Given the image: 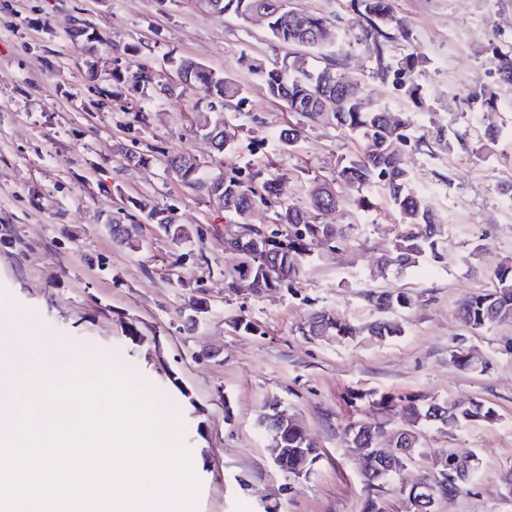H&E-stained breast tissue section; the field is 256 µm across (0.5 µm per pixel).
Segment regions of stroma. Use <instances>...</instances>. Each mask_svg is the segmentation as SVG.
I'll use <instances>...</instances> for the list:
<instances>
[{"label": "stroma", "instance_id": "stroma-1", "mask_svg": "<svg viewBox=\"0 0 512 512\" xmlns=\"http://www.w3.org/2000/svg\"><path fill=\"white\" fill-rule=\"evenodd\" d=\"M290 5L331 21L332 43L308 53L310 65L332 55L363 82L372 107L410 123L405 164L412 187L441 220L440 258L377 272L374 261L400 225L388 196L375 188L369 208L346 203L329 216L344 229L345 243H310L299 277L252 292L224 249L223 210L162 163L131 167L113 147L190 154L213 172L228 162H270L285 177L289 199L301 201L304 181L334 178L339 158L364 143L323 124L281 151L276 134L290 114L268 98L241 56L272 66L288 46L269 41L262 22L211 14L201 0H0V299L29 316L30 335L49 332L89 359L120 366L180 415L200 481L193 512H363L370 489L343 430L373 418L390 431L405 425L398 409L370 416L356 396L372 391L480 401L496 411L494 421L450 436L424 426L400 482L381 493L389 512H406L401 482L425 475L435 453L448 448L479 464L461 493L440 499L437 512H512L503 480L512 467V322L474 331L458 312L462 298L490 287L492 271L512 258V208L500 191L512 182V91L493 59L494 50L512 51V0H393L406 36L392 52L421 60L401 85L374 78L364 18L350 0ZM83 25L100 33L96 51L71 37ZM171 56L244 85L243 109L227 113L241 127L233 153H216L192 131L203 89L159 97L110 79L112 71L145 66L168 80ZM91 60L98 63L94 79ZM491 122L500 130L492 142L484 135ZM140 197L171 208L189 240L144 224L139 248L118 245L107 219L124 199ZM371 290L413 295L410 308L391 314L402 335H369L368 325L382 317L366 297ZM196 299L206 312L192 314ZM322 310L349 320L357 335L303 334ZM241 319L252 331L237 328ZM461 350L475 367L456 365ZM272 399L318 447L305 476L273 462L258 422Z\"/></svg>", "mask_w": 512, "mask_h": 512}]
</instances>
